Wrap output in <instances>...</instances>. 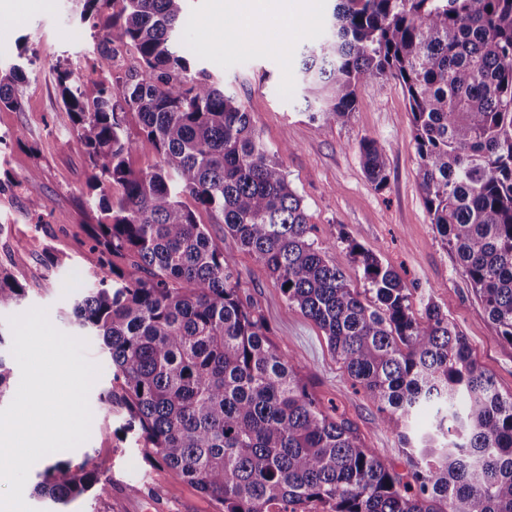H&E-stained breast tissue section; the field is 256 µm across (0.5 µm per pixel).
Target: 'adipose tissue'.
Segmentation results:
<instances>
[{
  "mask_svg": "<svg viewBox=\"0 0 512 512\" xmlns=\"http://www.w3.org/2000/svg\"><path fill=\"white\" fill-rule=\"evenodd\" d=\"M233 18L236 21L229 36L239 44H246V34L257 25L288 30L299 22L298 16L284 10L280 0H220L215 11L216 20Z\"/></svg>",
  "mask_w": 512,
  "mask_h": 512,
  "instance_id": "ef3b65f1",
  "label": "adipose tissue"
}]
</instances>
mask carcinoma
<instances>
[{"label": "carcinoma", "mask_w": 512, "mask_h": 512, "mask_svg": "<svg viewBox=\"0 0 512 512\" xmlns=\"http://www.w3.org/2000/svg\"><path fill=\"white\" fill-rule=\"evenodd\" d=\"M81 2L79 22L103 34L99 67L112 68L115 38L137 51L140 70L99 80L57 71L96 212L94 281L72 316L103 345L113 381L105 399L124 407L145 459L219 512H512V395L472 359L447 313L429 303L416 316L399 273L342 233L365 288L348 284L312 238L303 199L250 112L178 44L188 0ZM20 72L15 64L0 74V105L20 106ZM299 75L324 124L349 118L360 87L402 85L430 223L498 338L512 344V0H332ZM147 145L157 164L131 169L128 156ZM359 151L383 188L386 148L364 138ZM199 208L262 262L289 308L324 331L399 437L407 476L270 343ZM24 296L0 272V310ZM427 407L434 420L410 433ZM93 488L108 494L87 458L55 463L34 492L66 505Z\"/></svg>", "instance_id": "obj_1"}]
</instances>
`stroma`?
I'll return each mask as SVG.
<instances>
[{
  "instance_id": "stroma-1",
  "label": "stroma",
  "mask_w": 512,
  "mask_h": 512,
  "mask_svg": "<svg viewBox=\"0 0 512 512\" xmlns=\"http://www.w3.org/2000/svg\"><path fill=\"white\" fill-rule=\"evenodd\" d=\"M213 4L190 0L183 48L226 93L244 103L262 140L277 151L329 257L360 288L362 270L340 234L376 254L413 286L414 313L422 314L430 303L440 306L466 336L477 364L494 377L502 394H512V345L497 337L425 208L402 86L388 81L361 87L347 122L318 125L306 109L298 69L304 45L320 33L328 0H312L310 19L287 33L252 31L251 45L244 50L229 48L224 26L212 19ZM74 10L73 0H42L21 12L0 8V68L17 62L25 71L15 86L21 109L0 107V268L26 289L20 311L45 308L57 329L75 337L79 331L71 305L90 284L94 264L88 238L91 168L62 105L56 72L70 69L96 77L99 40L89 28L76 26ZM365 138L387 149L384 188H375L363 171L359 143ZM34 201L41 212L32 211ZM197 218L232 255L241 291L263 315L271 343L296 358L312 390L338 408L385 465L408 474L397 435L378 424L375 404L353 385L319 326L287 307L264 265L225 237L223 224L203 210ZM86 355L100 368L89 393L90 436L77 448L46 455L31 467L25 502L35 512H54L49 499L33 494L40 475L53 462L76 465L89 456L109 493H86L71 503L69 512H216L174 471L145 461L132 436L121 430L122 407L101 399L112 385V368L96 337H89ZM133 483L142 485L141 493L129 492Z\"/></svg>"
}]
</instances>
